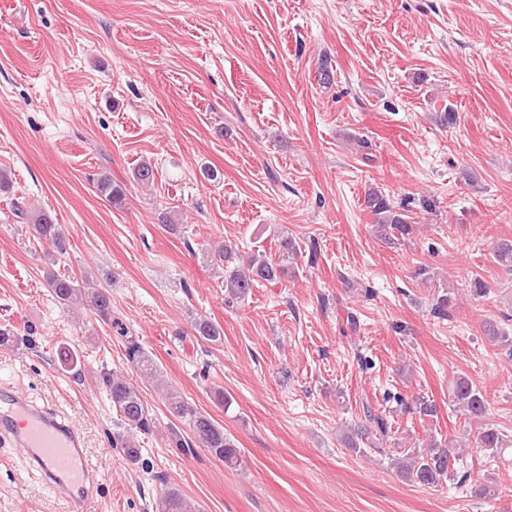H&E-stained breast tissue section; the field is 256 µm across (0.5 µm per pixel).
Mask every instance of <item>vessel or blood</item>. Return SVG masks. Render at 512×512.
I'll use <instances>...</instances> for the list:
<instances>
[{"label":"vessel or blood","instance_id":"b4317fda","mask_svg":"<svg viewBox=\"0 0 512 512\" xmlns=\"http://www.w3.org/2000/svg\"><path fill=\"white\" fill-rule=\"evenodd\" d=\"M42 474L68 512H87L99 487V472L86 460L84 437L65 418L39 407L17 389L0 387V441Z\"/></svg>","mask_w":512,"mask_h":512}]
</instances>
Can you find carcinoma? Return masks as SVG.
<instances>
[{"instance_id": "carcinoma-1", "label": "carcinoma", "mask_w": 512, "mask_h": 512, "mask_svg": "<svg viewBox=\"0 0 512 512\" xmlns=\"http://www.w3.org/2000/svg\"><path fill=\"white\" fill-rule=\"evenodd\" d=\"M96 189L101 196L114 206H119L125 199L126 187L112 179L106 172L98 173ZM365 205L374 216L378 236L388 245L409 236L413 230L405 208L396 207L389 196L378 190L370 189L365 195ZM15 216L28 219L32 235L41 241L50 243L55 251L63 255L67 252L68 241L61 225L45 213H28L14 202ZM277 252L267 255L265 252L253 253L244 258L230 247L218 251L221 261L226 263L224 270V292L229 299L244 300L261 281L276 282L288 275L290 265L299 257L306 255L313 262L318 256V241L309 239L300 243L295 237L282 232L276 235ZM493 261L508 275L512 276V239H503L497 243L492 252ZM46 283L50 293L60 306L67 310L78 307L88 308L99 321L116 328L119 335L126 338L127 361L141 377L151 380L161 387L164 404L170 415L186 424L191 432V441H177V446L191 450L197 446L206 449L213 457L224 462L226 466H235L239 462L240 450L235 442L224 433V428L215 424L208 416L201 414L190 405L181 394L162 386L159 370L153 358L145 351L139 340L128 335L122 323L112 317V294L109 290L88 279L79 280L69 275L49 272ZM456 300L455 291L441 287L433 295L431 312L437 319L446 320ZM488 336L506 349V355L512 358V333L494 324L486 323ZM195 335L204 341L218 342L222 339L221 329L205 317H197L193 322ZM102 385L110 395L113 406L119 411L128 432L151 430L152 419L148 404L142 393L132 383L117 374L106 373ZM450 399L455 412L464 416V420H481L487 415L489 403L485 394L464 376H456L450 385ZM402 410H414L421 417H435L437 406L434 401L417 397L413 404H408L402 397H397ZM392 424L388 416L373 409L368 404L362 405V417L353 429L355 438L351 439L352 448L357 443L379 452L383 451V441L389 437ZM477 443L489 456L495 458L512 449V438L497 427L483 423L478 427ZM398 474L405 480L425 486H438L444 481H454L464 485L471 480L468 466L457 449L446 444L433 442L423 452L406 453L395 460ZM161 512H190L186 500L176 491L167 492L161 501Z\"/></svg>"}]
</instances>
